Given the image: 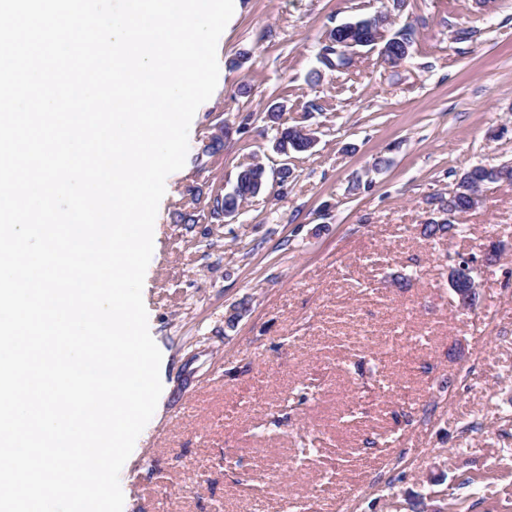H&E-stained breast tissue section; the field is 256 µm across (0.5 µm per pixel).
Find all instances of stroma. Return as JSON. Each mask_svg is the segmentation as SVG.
<instances>
[{"label":"stroma","mask_w":512,"mask_h":512,"mask_svg":"<svg viewBox=\"0 0 512 512\" xmlns=\"http://www.w3.org/2000/svg\"><path fill=\"white\" fill-rule=\"evenodd\" d=\"M380 11L408 57L324 68L327 31ZM217 60L155 220L167 362L123 512H512V183L422 234L471 166L512 164V0H241ZM276 103L309 152H276ZM255 161L265 190L214 214ZM451 254L478 262L468 312Z\"/></svg>","instance_id":"35a3bbf8"}]
</instances>
